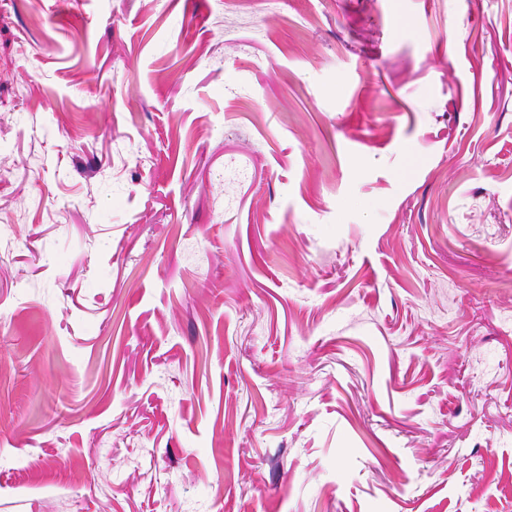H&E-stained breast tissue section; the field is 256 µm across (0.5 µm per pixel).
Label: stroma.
Listing matches in <instances>:
<instances>
[{"label": "stroma", "instance_id": "1", "mask_svg": "<svg viewBox=\"0 0 512 512\" xmlns=\"http://www.w3.org/2000/svg\"><path fill=\"white\" fill-rule=\"evenodd\" d=\"M0 512H512V0H0Z\"/></svg>", "mask_w": 512, "mask_h": 512}]
</instances>
